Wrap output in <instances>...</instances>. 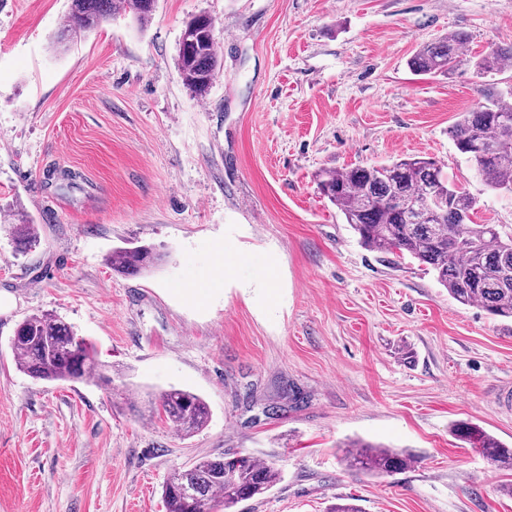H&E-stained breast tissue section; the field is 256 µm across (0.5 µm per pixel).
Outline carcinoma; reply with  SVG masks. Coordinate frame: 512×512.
<instances>
[{"label": "carcinoma", "mask_w": 512, "mask_h": 512, "mask_svg": "<svg viewBox=\"0 0 512 512\" xmlns=\"http://www.w3.org/2000/svg\"><path fill=\"white\" fill-rule=\"evenodd\" d=\"M156 0H70L65 24L56 37H72L95 29L122 4L141 24L151 19ZM215 22L201 13L181 34L177 66L184 85L196 96L207 94L218 65ZM469 43L456 31L419 47L410 59L413 70L447 74L464 62ZM512 59V46L492 48L471 58L482 84L483 102L463 112L449 127L456 150L493 191L512 192V85L502 88L491 76ZM322 194L336 206L358 236L362 247L381 253L408 254L426 265L448 295L463 306H478L488 314L512 322V233L499 224H478L473 216L477 200L448 182L433 159L404 158L388 164L352 165L321 174ZM433 197L438 205L423 220L409 203ZM14 237L19 251L38 244L32 224H18ZM162 255L149 246L115 248L106 261L113 270L140 274L158 264ZM17 366L44 381L112 380L99 371L86 342L73 327L48 314H33L20 322L12 339ZM166 420L181 435L202 429L210 411L197 394L172 388L161 399ZM453 434L478 449L496 467L512 470V448L470 421H458ZM343 461L350 469L372 474L404 470L416 461L407 451L361 440L345 444ZM282 477L272 461L251 456L205 458L175 470L163 488L166 512H233V508L271 490Z\"/></svg>", "instance_id": "1"}]
</instances>
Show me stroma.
<instances>
[{"instance_id": "obj_1", "label": "stroma", "mask_w": 512, "mask_h": 512, "mask_svg": "<svg viewBox=\"0 0 512 512\" xmlns=\"http://www.w3.org/2000/svg\"><path fill=\"white\" fill-rule=\"evenodd\" d=\"M68 9L0 0V512H164L175 468L224 454L283 472L241 512H512V471L450 432L468 420L512 446L496 399L512 332L416 259L361 247L318 185L431 158L477 223L512 230V194L448 136L482 78L409 66L456 31L472 55L512 45V0H157L148 25L120 10L60 48ZM199 13L219 53L202 98L176 66ZM17 224L39 246L16 252ZM129 243L162 261L113 271ZM38 312L73 326L111 387L18 368L14 331ZM173 386L205 399L206 427L146 416ZM353 439L419 461L351 471Z\"/></svg>"}]
</instances>
